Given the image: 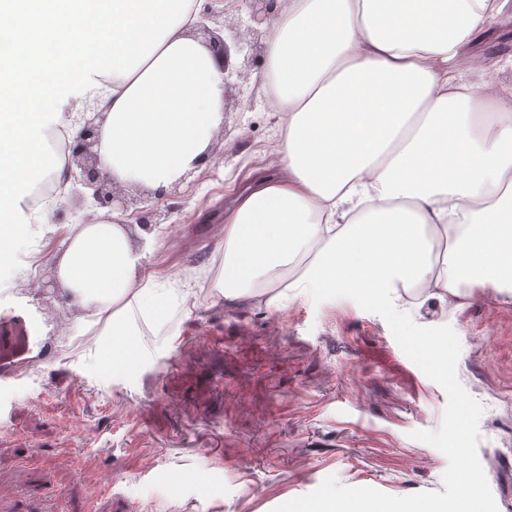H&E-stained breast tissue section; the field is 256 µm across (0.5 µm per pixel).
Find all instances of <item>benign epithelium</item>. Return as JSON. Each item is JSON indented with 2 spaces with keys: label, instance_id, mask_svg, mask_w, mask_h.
<instances>
[{
  "label": "benign epithelium",
  "instance_id": "obj_1",
  "mask_svg": "<svg viewBox=\"0 0 512 512\" xmlns=\"http://www.w3.org/2000/svg\"><path fill=\"white\" fill-rule=\"evenodd\" d=\"M274 4L275 0H251V12L248 18L237 17L224 24V28L232 32L234 45L231 46L226 40L216 36L209 38V44L224 71V97L233 95V90L238 88V83L233 81V77H242V72L234 73L229 68L231 47L234 46L239 51L246 46L249 47L250 54L246 55L248 66L263 65V45L257 41V38L263 35L261 27L269 18ZM98 138V125L92 120L86 122L76 140L69 146L71 160L80 166L82 183L93 190L92 197L99 207L108 208L117 202L126 209L128 208L127 200L117 195L112 183L100 176L97 168V153L94 151Z\"/></svg>",
  "mask_w": 512,
  "mask_h": 512
}]
</instances>
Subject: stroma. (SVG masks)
I'll list each match as a JSON object with an SVG mask.
<instances>
[{
  "label": "stroma",
  "instance_id": "obj_1",
  "mask_svg": "<svg viewBox=\"0 0 512 512\" xmlns=\"http://www.w3.org/2000/svg\"><path fill=\"white\" fill-rule=\"evenodd\" d=\"M230 66L246 77L209 148L219 165L197 168L168 197L134 190L162 215L151 237L127 215L144 271L165 297L134 306L161 335L129 322L122 353L104 363L106 320L80 318L65 290L50 285L70 227L85 214L76 204L79 168L51 223L31 225L16 252L14 273L41 288L23 297L0 285V315L37 319L29 362L15 370L13 390L0 389V512H273L330 475L394 496L443 491L447 458L412 434L440 428L447 395L381 316L347 298L293 296L283 325L277 312L226 304L213 288L224 206L263 170L280 124L243 53L232 52ZM174 224L182 227L175 248ZM188 278L199 288L177 296ZM403 310L457 334L458 379L484 407L478 457L499 512H512V301L494 288H465ZM133 404L141 415L129 414ZM104 468L117 476L108 490L97 483ZM202 469L209 482L196 481Z\"/></svg>",
  "mask_w": 512,
  "mask_h": 512
}]
</instances>
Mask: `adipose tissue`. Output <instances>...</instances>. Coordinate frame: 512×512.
<instances>
[{"mask_svg": "<svg viewBox=\"0 0 512 512\" xmlns=\"http://www.w3.org/2000/svg\"><path fill=\"white\" fill-rule=\"evenodd\" d=\"M162 23L124 58H60L59 90L29 114L38 131L84 103L104 115L95 147L102 178L166 191L206 156L224 122V73L193 35L205 0H151ZM415 23L393 29L388 14ZM512 14V0H276L264 26L267 96L288 114L276 135L275 174L257 175L224 211L226 303L282 307L287 288L354 297L388 289L447 301L459 288L493 286L512 297V88L498 78L512 57L473 54ZM384 85L398 110L383 134L350 157L362 110L321 137L316 121L336 97ZM494 192H486V185ZM443 266L430 257L440 232ZM120 210L77 224L57 262L71 307L107 317L126 335L121 303L153 287Z\"/></svg>", "mask_w": 512, "mask_h": 512, "instance_id": "obj_1", "label": "adipose tissue"}]
</instances>
